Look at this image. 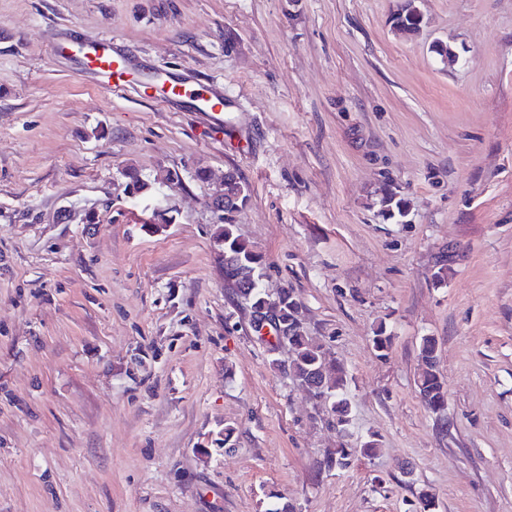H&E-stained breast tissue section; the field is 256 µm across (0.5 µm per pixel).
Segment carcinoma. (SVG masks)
I'll list each match as a JSON object with an SVG mask.
<instances>
[{
	"label": "carcinoma",
	"instance_id": "cac0c4a2",
	"mask_svg": "<svg viewBox=\"0 0 512 512\" xmlns=\"http://www.w3.org/2000/svg\"><path fill=\"white\" fill-rule=\"evenodd\" d=\"M417 0H397L396 9L391 15L394 27L412 34L420 30L421 14ZM249 199L246 183L235 171L224 175V220L218 233V241L224 257V278L237 288L252 312L262 313L272 318L273 337L266 340L271 353L277 346L286 342L291 347L292 356L288 360L289 375L299 383L312 381L315 387L310 390L313 399L324 405L336 424L341 442L335 452L318 462L317 468L324 471L344 470L349 467L353 452L372 456L379 448V439L368 435L359 448L348 447L351 422V406L348 398V373L342 366L327 362L324 346L308 335L299 318V302L294 292L285 288L271 297L260 286L263 277L264 258L253 247L236 234L234 213ZM423 367L416 380V388L423 406L436 416L441 427L448 425V388L437 369V348L432 337L423 339L421 348Z\"/></svg>",
	"mask_w": 512,
	"mask_h": 512
}]
</instances>
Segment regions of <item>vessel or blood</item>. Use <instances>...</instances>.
I'll return each instance as SVG.
<instances>
[{"label": "vessel or blood", "mask_w": 512, "mask_h": 512, "mask_svg": "<svg viewBox=\"0 0 512 512\" xmlns=\"http://www.w3.org/2000/svg\"><path fill=\"white\" fill-rule=\"evenodd\" d=\"M54 54L72 52L82 55L93 71L105 75L109 86L124 85L136 73V68L125 56L114 39L106 38L86 44L60 35L51 44ZM166 82L172 101L185 103L199 112L214 138L224 135V88L213 83L209 87L198 86L188 75H171Z\"/></svg>", "instance_id": "obj_1"}]
</instances>
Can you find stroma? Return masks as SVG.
Instances as JSON below:
<instances>
[{"instance_id":"stroma-1","label":"stroma","mask_w":512,"mask_h":512,"mask_svg":"<svg viewBox=\"0 0 512 512\" xmlns=\"http://www.w3.org/2000/svg\"><path fill=\"white\" fill-rule=\"evenodd\" d=\"M391 5L0 0V512H512V0H418L415 36ZM62 31L222 82L223 139L53 55ZM230 170L263 288L294 291L352 436L380 439L347 469L317 470L328 413L224 279ZM427 336L444 427L416 393Z\"/></svg>"}]
</instances>
